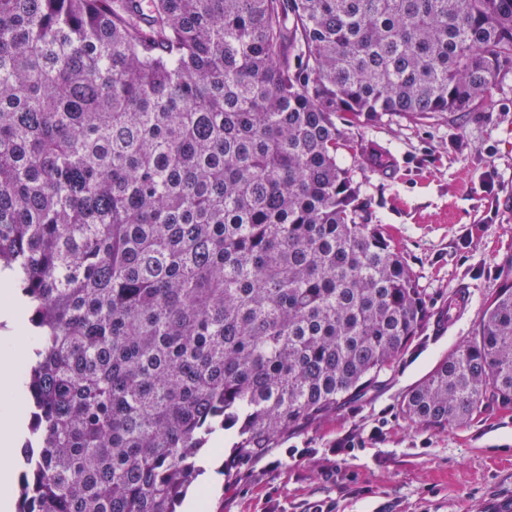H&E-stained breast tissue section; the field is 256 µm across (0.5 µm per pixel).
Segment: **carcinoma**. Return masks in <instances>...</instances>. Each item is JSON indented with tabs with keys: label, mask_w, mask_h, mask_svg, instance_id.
I'll list each match as a JSON object with an SVG mask.
<instances>
[{
	"label": "carcinoma",
	"mask_w": 512,
	"mask_h": 512,
	"mask_svg": "<svg viewBox=\"0 0 512 512\" xmlns=\"http://www.w3.org/2000/svg\"><path fill=\"white\" fill-rule=\"evenodd\" d=\"M512 0H0V273L35 358L17 512H177L377 387L431 315L352 127L486 106ZM512 405V282L402 398Z\"/></svg>",
	"instance_id": "obj_1"
}]
</instances>
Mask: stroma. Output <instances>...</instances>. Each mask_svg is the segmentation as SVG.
Masks as SVG:
<instances>
[{
  "label": "stroma",
  "mask_w": 512,
  "mask_h": 512,
  "mask_svg": "<svg viewBox=\"0 0 512 512\" xmlns=\"http://www.w3.org/2000/svg\"><path fill=\"white\" fill-rule=\"evenodd\" d=\"M354 150L386 151L390 168L344 159L369 221L393 237L431 311L424 333L377 388L239 465L219 459L189 491L218 486L202 512H502L512 503V406L483 407L466 426L421 428L402 397L470 340L488 298L512 280V75L485 109L414 121L393 115L348 129ZM493 190H484V183ZM363 442L337 457L338 440Z\"/></svg>",
  "instance_id": "obj_1"
}]
</instances>
